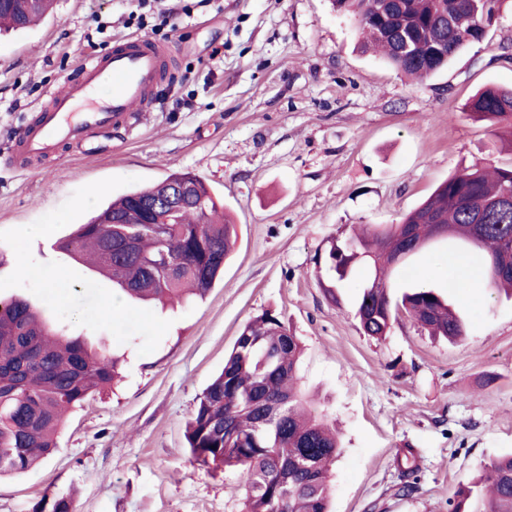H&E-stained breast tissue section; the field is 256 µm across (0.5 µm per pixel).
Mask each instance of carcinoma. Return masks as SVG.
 I'll return each instance as SVG.
<instances>
[{"instance_id": "1", "label": "carcinoma", "mask_w": 512, "mask_h": 512, "mask_svg": "<svg viewBox=\"0 0 512 512\" xmlns=\"http://www.w3.org/2000/svg\"><path fill=\"white\" fill-rule=\"evenodd\" d=\"M350 8L360 42L380 51L397 70L428 76L442 70L464 47L483 39L506 0H336ZM54 0H3L0 29L24 31L46 16ZM472 114L503 129L512 147V90L486 88L469 103ZM189 182L194 199L176 223L160 231L140 223L138 205L168 186ZM512 189V169L477 164L444 180L400 223L373 228L316 256L333 274L336 289L356 262L371 270L358 297L356 316L364 334L387 335L393 312L402 309L429 335L454 342L466 327L436 289L411 288L392 303L388 270L444 234L482 251L481 273L512 297V203L489 210L484 203ZM120 217L121 224L112 220ZM238 239L237 225L219 213L209 188L190 173L120 195L97 210L58 247L101 276H110L117 299L173 302L204 299L224 270ZM301 345L277 313L266 310L241 329L223 369L197 399L186 440L202 466L236 467L245 476V512H329V471L339 454L335 432L307 410L299 387ZM119 360L67 334L21 297L0 299V476L24 473L56 448L66 412L111 385ZM512 512V454L482 466L460 486L450 512ZM34 512H73L69 494L42 498Z\"/></svg>"}]
</instances>
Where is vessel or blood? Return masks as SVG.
<instances>
[{"instance_id":"1","label":"vessel or blood","mask_w":512,"mask_h":512,"mask_svg":"<svg viewBox=\"0 0 512 512\" xmlns=\"http://www.w3.org/2000/svg\"><path fill=\"white\" fill-rule=\"evenodd\" d=\"M165 52V46L137 37L116 42L106 55L86 59L34 119L16 128L14 157L48 158L62 145L94 146L111 141L118 130L130 129L138 110L155 100ZM104 85L111 86V96L92 104Z\"/></svg>"}]
</instances>
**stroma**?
<instances>
[{"instance_id": "stroma-1", "label": "stroma", "mask_w": 512, "mask_h": 512, "mask_svg": "<svg viewBox=\"0 0 512 512\" xmlns=\"http://www.w3.org/2000/svg\"><path fill=\"white\" fill-rule=\"evenodd\" d=\"M122 37L169 48L152 111L110 151L10 166L14 129ZM493 86L512 89L508 4L483 41L423 79L362 52L333 0H56L0 36V298L27 297L121 365L39 467L0 477V512L69 490L75 512H244L241 471L193 463L185 430L241 328L268 309L303 348L316 414L340 433L330 512H448L475 470L512 453V299L486 284L449 291L438 271L456 252L438 240L393 272L391 294L420 282L448 294L465 338L429 336L401 313L377 339L355 316L367 270L354 267L335 304L315 256L361 225L398 223L465 167H512L494 124L467 108ZM177 171L202 177L234 219L224 276L201 300L111 313V282L56 242L107 198ZM41 268L59 279L43 285ZM404 448L418 473L399 497Z\"/></svg>"}]
</instances>
